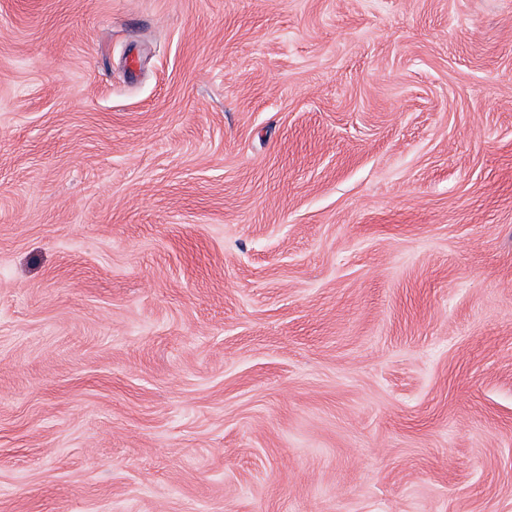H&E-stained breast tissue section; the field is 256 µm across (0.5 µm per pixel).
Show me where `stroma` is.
Returning <instances> with one entry per match:
<instances>
[{
	"mask_svg": "<svg viewBox=\"0 0 512 512\" xmlns=\"http://www.w3.org/2000/svg\"><path fill=\"white\" fill-rule=\"evenodd\" d=\"M0 512H512V0H0Z\"/></svg>",
	"mask_w": 512,
	"mask_h": 512,
	"instance_id": "obj_1",
	"label": "stroma"
}]
</instances>
